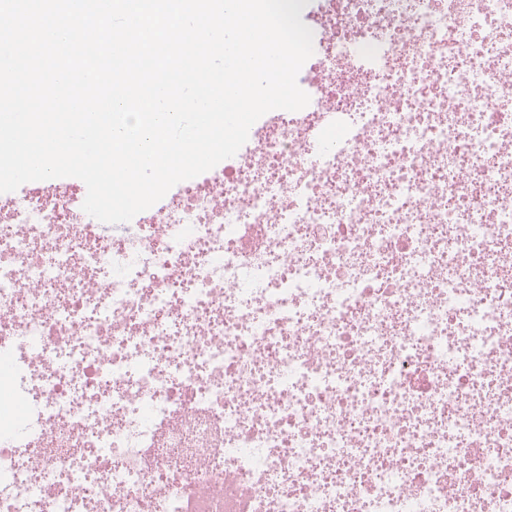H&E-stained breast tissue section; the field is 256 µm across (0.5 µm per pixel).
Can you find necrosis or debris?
<instances>
[{
	"instance_id": "4bbe7bcc",
	"label": "necrosis or debris",
	"mask_w": 512,
	"mask_h": 512,
	"mask_svg": "<svg viewBox=\"0 0 512 512\" xmlns=\"http://www.w3.org/2000/svg\"><path fill=\"white\" fill-rule=\"evenodd\" d=\"M307 13L308 106L136 243L0 194V512H512V0Z\"/></svg>"
}]
</instances>
